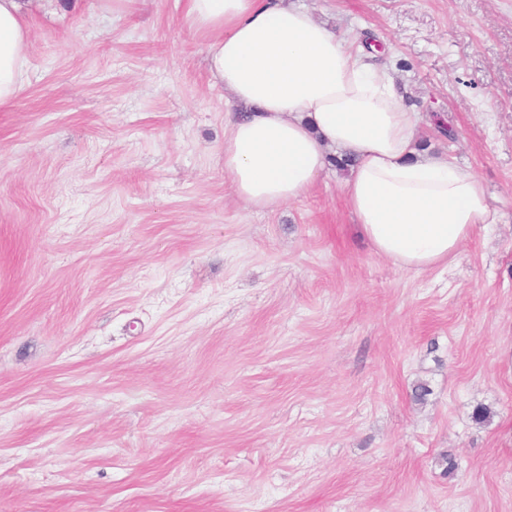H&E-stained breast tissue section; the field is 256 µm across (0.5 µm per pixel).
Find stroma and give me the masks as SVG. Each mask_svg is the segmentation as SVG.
I'll list each match as a JSON object with an SVG mask.
<instances>
[{
    "label": "stroma",
    "mask_w": 512,
    "mask_h": 512,
    "mask_svg": "<svg viewBox=\"0 0 512 512\" xmlns=\"http://www.w3.org/2000/svg\"><path fill=\"white\" fill-rule=\"evenodd\" d=\"M296 2L387 45L504 222L416 274L336 166L250 208L183 0L34 10L0 107V512H512V0Z\"/></svg>",
    "instance_id": "35a3bbf8"
}]
</instances>
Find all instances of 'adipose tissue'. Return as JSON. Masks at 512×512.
<instances>
[{
  "label": "adipose tissue",
  "instance_id": "ef3b65f1",
  "mask_svg": "<svg viewBox=\"0 0 512 512\" xmlns=\"http://www.w3.org/2000/svg\"><path fill=\"white\" fill-rule=\"evenodd\" d=\"M35 0H0V106L27 74ZM206 42L207 73L226 92L224 176L233 195L268 209L318 184L329 150L353 160L347 209L373 252L423 272L447 264L475 233L501 223L475 173L419 146V116L393 77L354 41L291 0H185Z\"/></svg>",
  "mask_w": 512,
  "mask_h": 512
}]
</instances>
